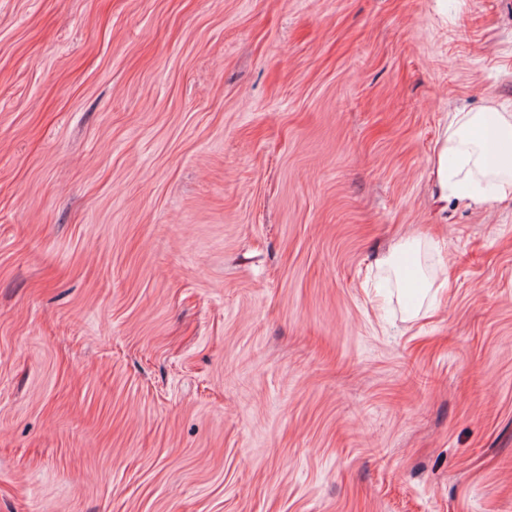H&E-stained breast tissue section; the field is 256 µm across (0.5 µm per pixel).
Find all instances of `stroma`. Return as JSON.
Instances as JSON below:
<instances>
[{"instance_id": "35a3bbf8", "label": "stroma", "mask_w": 512, "mask_h": 512, "mask_svg": "<svg viewBox=\"0 0 512 512\" xmlns=\"http://www.w3.org/2000/svg\"><path fill=\"white\" fill-rule=\"evenodd\" d=\"M487 107L512 0H0V512H512ZM432 174L437 199L447 206L448 199L469 208L512 199V114L454 112L435 148Z\"/></svg>"}]
</instances>
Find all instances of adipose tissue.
Wrapping results in <instances>:
<instances>
[{
  "mask_svg": "<svg viewBox=\"0 0 512 512\" xmlns=\"http://www.w3.org/2000/svg\"><path fill=\"white\" fill-rule=\"evenodd\" d=\"M440 202L479 208L512 199V114L458 111L432 158Z\"/></svg>",
  "mask_w": 512,
  "mask_h": 512,
  "instance_id": "obj_1",
  "label": "adipose tissue"
}]
</instances>
